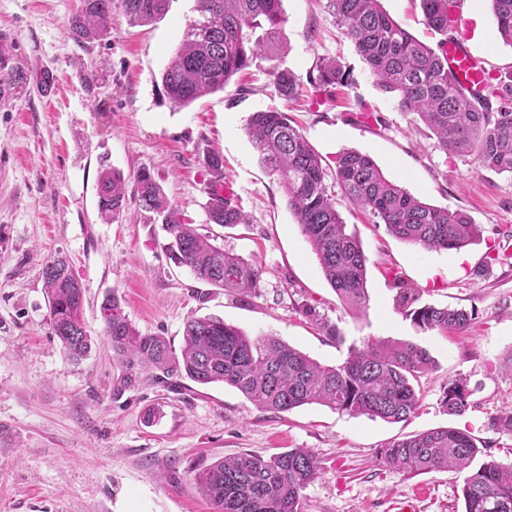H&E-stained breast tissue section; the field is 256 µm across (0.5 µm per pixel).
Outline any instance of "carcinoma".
Instances as JSON below:
<instances>
[{
    "label": "carcinoma",
    "mask_w": 512,
    "mask_h": 512,
    "mask_svg": "<svg viewBox=\"0 0 512 512\" xmlns=\"http://www.w3.org/2000/svg\"><path fill=\"white\" fill-rule=\"evenodd\" d=\"M455 0H420L426 26L448 41ZM170 0H80L69 25L71 38L88 44L107 34L116 10L131 25L159 20ZM498 32L512 45V0H491ZM330 15L366 64L379 88L397 108L417 116L449 153L473 156L479 166L512 173V71L487 75L482 89L466 93L448 72L447 59L418 41L383 10L380 0H327ZM195 16L183 32L178 50L161 74L164 96L175 107L221 90L245 69L266 42L255 36L266 26L275 33L285 23L283 0H195ZM280 97L298 93L289 69L272 72ZM350 74L335 59L325 60L310 76L317 92L330 99L349 83ZM246 133L261 163L285 188L288 208L311 245L321 271L338 298L352 311L366 309L367 258L357 233L336 209V195L326 181L322 159L305 135L282 111L250 115ZM335 182L349 201L365 210L391 236L428 251L459 250L480 240L482 228L460 210L428 204L385 176L375 161L357 150L336 156ZM97 206L104 221L114 222L128 197L141 210L162 218L169 235L168 257L197 279L243 298L257 293L262 270L224 250L216 238L181 221L179 209L147 170L133 178L114 167L99 173ZM208 221L224 228L249 223L229 197L211 194ZM512 262V253L491 246L483 268ZM51 334L66 357L78 362L93 347L85 326L73 322L84 307V288L67 260L57 257L42 268ZM395 306L422 331H462L477 318L475 309L437 307L422 302L421 292L395 278ZM103 335L120 367V391L155 380L188 379L198 385L224 384L256 407L276 413L318 404L351 416L405 421L418 405L415 383L435 368L430 353L407 340L369 339L351 348L340 366H327L273 336L251 337L217 317L187 319L184 346L176 353L170 341L141 333L125 314L122 298L112 293L99 305ZM472 390L467 380L451 379L443 406L463 413ZM481 449L465 430L437 428L392 442L380 462L397 472L464 475L465 512H512V464H476ZM320 471L306 448L263 456L241 453L225 457L195 473V482L215 512H301L302 491Z\"/></svg>",
    "instance_id": "1"
}]
</instances>
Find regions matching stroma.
<instances>
[{
	"mask_svg": "<svg viewBox=\"0 0 512 512\" xmlns=\"http://www.w3.org/2000/svg\"><path fill=\"white\" fill-rule=\"evenodd\" d=\"M471 53L490 73L512 71V45L500 37L490 0H458ZM80 0H0V35L12 53L0 67V512H215L194 477L242 452L310 449L321 471L302 492V512H394L417 496L420 512H463L462 475L408 476L385 467L379 452L393 440L441 427L465 429L481 461L512 463V437L491 419L512 409V265L476 270L497 228L512 225V175L445 152L414 115L396 109L352 44L336 27L326 0H284L278 40L234 75L224 89L184 108L165 98L160 76L177 51L194 0H171L167 14L142 26L113 12L106 37L88 47L69 36ZM384 10L429 46L440 37L424 23L419 0H382ZM484 36H472L473 11ZM286 42L287 53L277 50ZM337 59L351 83L321 102L308 75ZM292 70L302 88L291 101L273 83L275 67ZM93 74L88 87L82 73ZM288 112L334 167L346 149L369 154L385 175L414 196L466 212L483 229L457 251H425L372 224L344 195L337 208L355 228L367 257L369 302L343 307L288 208L277 176L265 170L245 132L251 113ZM224 161V182L248 224L209 223L212 177L207 152ZM133 175L148 169L172 203L225 250L257 263L256 295L240 299L198 280L167 258L166 234L144 222L136 202L103 223L97 207L102 163ZM66 256L84 289V323L94 340L80 363L53 339L41 268ZM425 302L475 308L461 332L421 331L396 308L394 273ZM144 334L180 348L190 316H217L250 336L274 335L316 359L343 364L351 347L372 338L409 340L426 348L435 370L419 384V405L390 423L321 405L286 413L261 410L227 385L166 387L144 382L116 392L119 370L103 335L99 305L108 294ZM319 303L339 336L329 339L296 313ZM466 378L468 409L448 414L449 380Z\"/></svg>",
	"mask_w": 512,
	"mask_h": 512,
	"instance_id": "1",
	"label": "stroma"
}]
</instances>
